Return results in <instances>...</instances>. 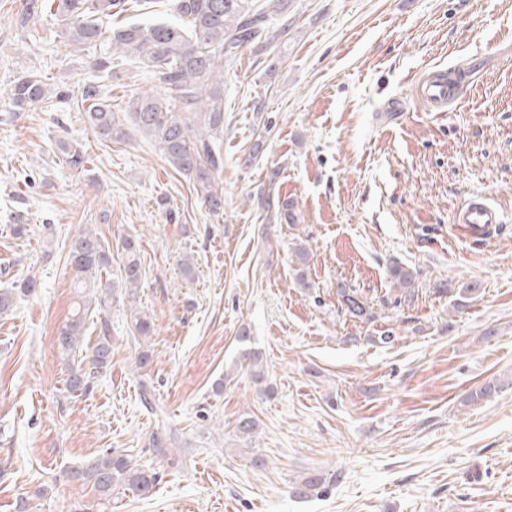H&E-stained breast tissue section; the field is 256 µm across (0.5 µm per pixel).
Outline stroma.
I'll return each mask as SVG.
<instances>
[{
    "label": "stroma",
    "instance_id": "35a3bbf8",
    "mask_svg": "<svg viewBox=\"0 0 512 512\" xmlns=\"http://www.w3.org/2000/svg\"><path fill=\"white\" fill-rule=\"evenodd\" d=\"M25 3L0 0V288L38 286L0 316V512H512V0H288L282 37L224 65L218 215L133 125L146 69L102 79L129 136L100 140L73 105L56 26L16 27ZM33 66L66 96L12 112L7 91ZM434 71L459 88L442 114L415 92ZM397 99L403 112L385 120ZM64 141L84 169L64 163ZM275 170L297 224L258 204ZM477 197L504 216L484 237L453 222ZM87 226L139 239L154 332L137 344L117 293L112 365L76 397L56 337L75 298L69 245ZM394 260L420 271L413 302L397 299ZM471 279L480 294L453 307ZM341 283L374 321L342 310ZM386 329L393 341L377 343ZM248 350L273 396L254 388ZM154 404L175 433L166 457L148 446ZM243 415L254 438L236 431ZM112 448L157 472L150 493L104 497L69 479ZM308 476L318 489L295 497Z\"/></svg>",
    "mask_w": 512,
    "mask_h": 512
}]
</instances>
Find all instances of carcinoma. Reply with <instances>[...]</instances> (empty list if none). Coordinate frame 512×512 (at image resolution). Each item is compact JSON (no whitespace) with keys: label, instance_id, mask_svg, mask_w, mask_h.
<instances>
[{"label":"carcinoma","instance_id":"cac0c4a2","mask_svg":"<svg viewBox=\"0 0 512 512\" xmlns=\"http://www.w3.org/2000/svg\"><path fill=\"white\" fill-rule=\"evenodd\" d=\"M122 0H30L18 17V24L30 29L46 14L54 16L58 36L81 53V69L95 77H110L128 58L147 69L155 90L140 93L129 103L135 125L157 143L166 161L192 180L197 196L214 214L224 211V62L236 58L243 49L259 43L270 45L282 31L270 26V12H283L288 0H270L272 10L255 6L254 0H173L172 18L163 21L129 22L112 25ZM7 95L17 112L37 108L53 95L43 72L27 69L17 76ZM76 105L84 121L103 141H122L127 132L101 94L98 82L84 79ZM64 162L72 169L84 168V151L61 144ZM273 172L266 196L258 204L287 224L297 220L294 201L274 193ZM112 249L92 228H84L70 243L68 259L72 266L76 298L71 316L57 336V347L67 357L66 389L83 394L112 362V337L106 314L112 305ZM121 254L120 280L129 296L136 294L142 270L138 257L139 241L125 236L116 243ZM293 253L299 262L297 279L307 288L304 271L307 248L298 244ZM393 284L402 289L404 299L414 297L418 273L402 264L388 267ZM37 288L28 277L10 288L0 289V315L13 308L16 298ZM349 313L370 319L372 314L353 290H339ZM99 316L101 330L95 343L84 342L89 311ZM134 332L146 340L154 330L147 314L131 308ZM155 428L149 447L158 455L173 446L162 408L154 411ZM70 479L83 480L102 496L123 484L132 492L148 493L158 481L157 472L139 466L125 454L109 450L81 468L70 471Z\"/></svg>","mask_w":512,"mask_h":512}]
</instances>
